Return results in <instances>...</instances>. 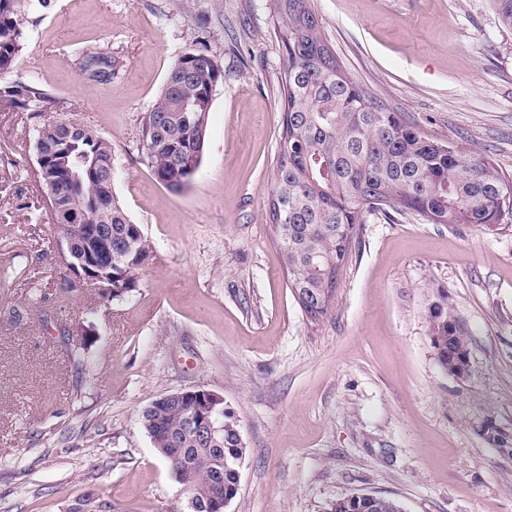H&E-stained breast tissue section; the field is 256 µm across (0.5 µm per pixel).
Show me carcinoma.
<instances>
[{
    "label": "carcinoma",
    "instance_id": "carcinoma-1",
    "mask_svg": "<svg viewBox=\"0 0 512 512\" xmlns=\"http://www.w3.org/2000/svg\"><path fill=\"white\" fill-rule=\"evenodd\" d=\"M47 0H0V76L7 75L22 49L21 8L44 7ZM500 24L512 28V0H492ZM278 34L287 65L282 78V132L269 207L279 206L275 222L278 258L287 269L299 306L312 320L327 315L339 277L348 264L356 225L366 224L385 208L413 214L429 224L491 227L512 215V183L492 165L448 142L431 137L391 112L353 81L325 37L312 0H274ZM89 79L106 82L111 61L87 56ZM222 78L218 63L204 52L186 53L171 68L165 86L141 119L145 158L156 178L171 191L189 185L204 154L212 98L210 87ZM46 93L38 86L13 81L0 84V100L33 112ZM36 157L47 168H78L72 179L60 173L42 179L56 195L51 218L56 224H96L100 252L112 250L140 269L152 261L148 240L139 233L112 193V144L93 129L74 121L45 123L34 141ZM109 301L121 300L138 284L112 265ZM428 335L443 370L448 349L466 346L460 318L438 295L426 308ZM141 412L140 422L191 495H207L213 478L224 472V489L235 483L245 448L233 424L224 426L216 443H205L186 429V411L171 405L160 425ZM391 497L351 494L334 501L329 512H397Z\"/></svg>",
    "mask_w": 512,
    "mask_h": 512
}]
</instances>
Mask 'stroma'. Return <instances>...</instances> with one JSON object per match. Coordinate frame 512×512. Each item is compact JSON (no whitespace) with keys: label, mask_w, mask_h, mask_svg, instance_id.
Instances as JSON below:
<instances>
[{"label":"stroma","mask_w":512,"mask_h":512,"mask_svg":"<svg viewBox=\"0 0 512 512\" xmlns=\"http://www.w3.org/2000/svg\"><path fill=\"white\" fill-rule=\"evenodd\" d=\"M346 73L423 132L512 181V30L488 0H313ZM0 104V512H190L140 424L155 397H224L246 448L227 512H328L378 494L405 512H512V216L487 229L393 209L359 225L332 310L313 320L266 211L286 52L274 0H50L22 14ZM222 67L204 156L173 192L141 118L175 61ZM112 62L110 82L81 70ZM74 120L112 144V192L155 258L127 298L65 289L71 273L34 138ZM447 292L467 340L445 372L424 311ZM45 98L46 93L35 84L23 81L7 82L3 85L0 83V100L11 105L37 112Z\"/></svg>","instance_id":"obj_1"}]
</instances>
